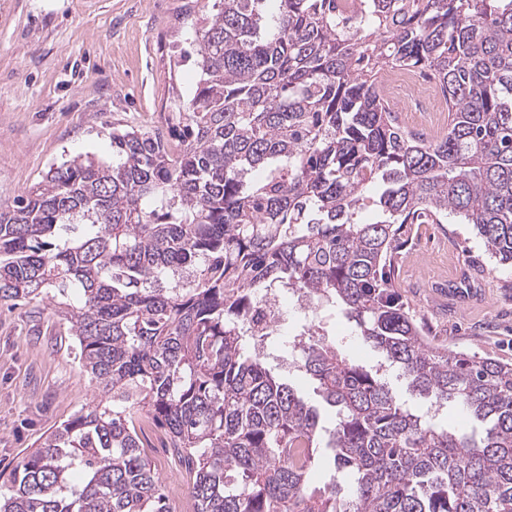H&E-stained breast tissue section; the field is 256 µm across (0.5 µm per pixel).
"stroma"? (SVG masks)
<instances>
[{
    "mask_svg": "<svg viewBox=\"0 0 512 512\" xmlns=\"http://www.w3.org/2000/svg\"><path fill=\"white\" fill-rule=\"evenodd\" d=\"M187 0H0V203L77 155L111 160L112 128L166 127L199 80ZM468 275L482 301L449 297ZM395 287L432 337L479 357L512 361V267L499 265L472 225L404 227ZM315 322L348 357L370 368L381 354L353 324L324 308ZM53 302L0 310V475L99 395L80 368Z\"/></svg>",
    "mask_w": 512,
    "mask_h": 512,
    "instance_id": "obj_1",
    "label": "stroma"
}]
</instances>
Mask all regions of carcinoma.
<instances>
[{
  "label": "carcinoma",
  "mask_w": 512,
  "mask_h": 512,
  "mask_svg": "<svg viewBox=\"0 0 512 512\" xmlns=\"http://www.w3.org/2000/svg\"><path fill=\"white\" fill-rule=\"evenodd\" d=\"M266 2L186 10L203 78L176 146L114 128L112 163L77 157L0 203V302L74 295L61 315L101 393L26 455L0 512H171L153 427L196 512H512V362L435 342L391 285L400 230L450 214L512 265V0H359L351 20L336 0ZM389 66L440 86L448 130L399 125ZM272 288L334 303L484 432L413 410L312 326L308 401L247 343ZM322 448L347 485L314 481ZM151 459H152V462L154 463L156 469L158 470V472L160 473V475L162 477V480L164 482L165 491H166V494L168 495V492H167L168 480L171 478H174V477H179L182 479L180 468L176 464L175 460H173V459L167 460V459H163L160 456H158L155 453L154 448H151ZM168 497H169V495H168ZM169 500H170V504L172 507V512H177L176 504L170 497H169Z\"/></svg>",
  "instance_id": "1"
}]
</instances>
